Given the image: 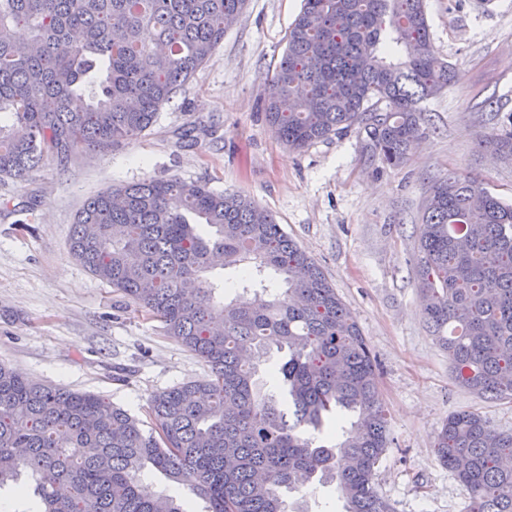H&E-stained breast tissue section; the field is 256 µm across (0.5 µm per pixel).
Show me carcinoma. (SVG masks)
Here are the masks:
<instances>
[{
	"instance_id": "1",
	"label": "carcinoma",
	"mask_w": 512,
	"mask_h": 512,
	"mask_svg": "<svg viewBox=\"0 0 512 512\" xmlns=\"http://www.w3.org/2000/svg\"><path fill=\"white\" fill-rule=\"evenodd\" d=\"M247 0H0V177L148 130L224 41ZM29 31L25 52L15 39ZM457 78L436 64L424 0H304L272 79L267 121L301 150L352 129L402 165L420 103ZM478 144L512 157V127ZM72 257L203 359L211 379L154 394L155 427L103 398L0 363V488L16 512H189L143 494L151 467L205 512H304L283 491L336 483L343 512H392L374 476L390 444L376 361L352 312L273 215L204 181L151 177L88 199ZM415 274L455 382L512 399V204L467 176L429 181ZM240 275L230 301L204 273ZM468 512H512V433L454 413L434 445Z\"/></svg>"
}]
</instances>
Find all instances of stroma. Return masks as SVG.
<instances>
[{
    "label": "stroma",
    "instance_id": "35a3bbf8",
    "mask_svg": "<svg viewBox=\"0 0 512 512\" xmlns=\"http://www.w3.org/2000/svg\"><path fill=\"white\" fill-rule=\"evenodd\" d=\"M303 0H248L195 78L137 139L0 177V363L100 395L149 422L150 397L211 376L161 323L69 252L76 214L111 187L149 177L205 181L270 211L321 266L377 361L392 443L375 476L394 512H466L468 493L434 452L448 415L473 410L512 432V399L458 387L429 331L417 228L431 177L469 174L512 203V157L480 134L512 119V0H426L436 56L459 79L424 101L426 133L408 162L374 160L351 130L297 151L265 120L270 80Z\"/></svg>",
    "mask_w": 512,
    "mask_h": 512
}]
</instances>
